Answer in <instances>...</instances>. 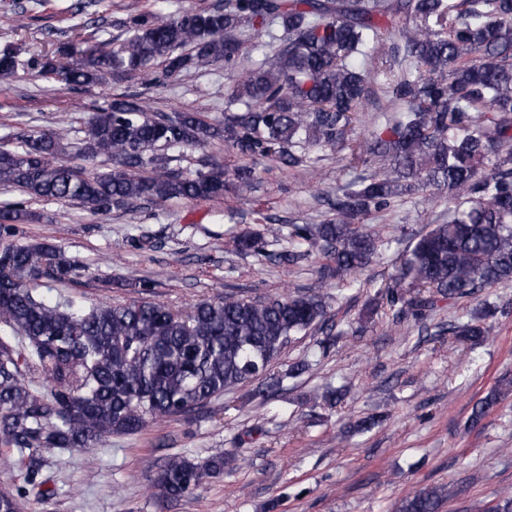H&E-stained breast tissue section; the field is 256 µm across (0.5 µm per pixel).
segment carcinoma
<instances>
[{"label": "carcinoma", "instance_id": "obj_1", "mask_svg": "<svg viewBox=\"0 0 512 512\" xmlns=\"http://www.w3.org/2000/svg\"><path fill=\"white\" fill-rule=\"evenodd\" d=\"M246 31L268 34L274 48L241 68ZM21 55L15 45L0 50V82L24 64L69 88L157 63L166 78L217 64L239 72L222 120L157 113L125 95L93 113L81 139L17 133L18 146H0L1 187L94 213L142 199L162 207L224 194L222 168L185 176L170 168L168 150L218 140L247 161L313 171L319 151L338 147L360 173L327 197L328 218L288 225V251L241 232L229 239L235 253L278 265L322 257L318 273L330 282L381 254L382 240L360 224L397 199L422 195L453 208L377 292L393 325L512 281V0H217L169 19L134 15L110 48L90 45L77 55L67 42L39 60ZM382 99L388 106L372 116V130L357 132L364 106ZM101 158L111 169L89 170ZM234 176L241 194L253 190V167ZM28 220L23 204L1 205L0 239ZM84 271L48 241L0 245V447L28 460L26 487L1 489L0 512H22L30 491L46 493L45 456L186 418L256 380L264 397L279 388L270 368L293 343L316 332L327 351L342 335L314 292L230 290L185 315L151 300L87 307L75 297L51 303L39 292ZM489 334L479 324L454 331L472 342ZM511 392L512 379H502L473 407L470 425ZM223 469L222 456L174 457L156 485L162 497L179 499ZM448 496V487L431 486L399 512H440ZM483 512H512V491Z\"/></svg>", "mask_w": 512, "mask_h": 512}]
</instances>
